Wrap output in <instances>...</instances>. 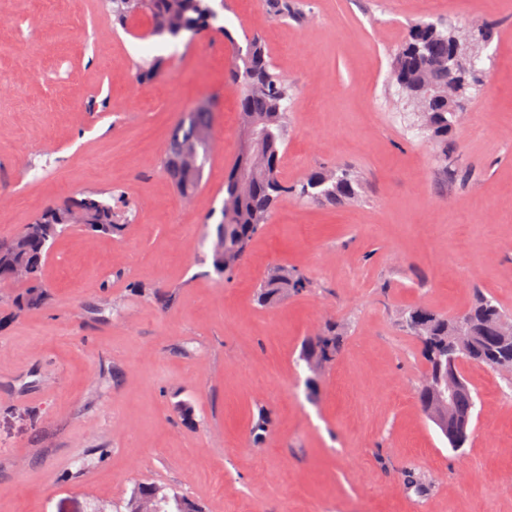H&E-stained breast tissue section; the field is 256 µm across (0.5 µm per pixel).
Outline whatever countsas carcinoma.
<instances>
[{
    "label": "carcinoma",
    "instance_id": "obj_1",
    "mask_svg": "<svg viewBox=\"0 0 512 512\" xmlns=\"http://www.w3.org/2000/svg\"><path fill=\"white\" fill-rule=\"evenodd\" d=\"M112 22L128 28L145 17L150 22L149 35L177 39L189 33L202 35L218 30L224 38L231 33L224 26H217L219 14L212 0H107ZM451 30L438 28L433 23L417 22L410 25L398 48L391 69V77L399 85L406 100L426 83L434 86L429 122L430 131L448 154V135L455 128L459 113L448 111V53ZM161 60L143 61L136 65L139 82L151 80L159 69ZM228 77L239 89L240 127L255 125L260 151L265 162L253 166L251 152L242 147L230 169L224 174V200L221 220L217 224L216 238L212 242V267L206 275H216L219 280L230 278L235 267L245 257L252 239L260 232L274 206L293 196L307 201H332L340 203L358 196V175L349 168L313 169L295 183L284 181L280 175L287 142L288 100L291 98L288 81L274 71L268 48L263 40H247L245 52L237 53ZM212 126L211 113L191 110L173 132L162 167L174 183L178 193L189 199L202 186L203 174L211 152L200 143L199 134ZM78 209L88 215V231L116 238L123 236L127 225L133 223L136 203L126 192L115 189L107 194L82 193L53 204L41 211L31 223L15 235L13 241L20 249L7 257L0 255V281H10L11 265L28 266L27 278L20 282L26 288L14 303L28 309L44 304L49 299L43 281L46 257L54 243L70 228V212ZM312 287L307 274L300 270L278 266L271 269L257 287L256 300L267 307L291 294H303ZM431 317L425 335L437 344L448 339L457 328L470 325L485 327V346L481 353L461 348L453 353L456 366L465 362L487 365L486 355L495 350L494 327L502 308L492 297L479 295L465 310L452 317L427 311ZM342 331L334 322L325 323L322 331L308 340L299 360L307 369L319 367L334 360L340 353ZM159 488L153 483H139L130 498L115 506L113 512H134L139 494ZM155 512H202L201 508L176 491H167L156 502Z\"/></svg>",
    "mask_w": 512,
    "mask_h": 512
}]
</instances>
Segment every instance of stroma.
Instances as JSON below:
<instances>
[{"mask_svg":"<svg viewBox=\"0 0 512 512\" xmlns=\"http://www.w3.org/2000/svg\"><path fill=\"white\" fill-rule=\"evenodd\" d=\"M300 3L303 22L224 0L232 41L167 44L146 23L113 25L104 0H0V238L80 192L137 204L122 239L77 227L55 243L48 304L13 317L20 288L0 282V512L108 510L142 482L206 512H512V389L464 364L479 400L452 450L422 410V345L400 324L480 293L512 314V0ZM419 20L491 29L444 160L389 78ZM253 36L293 90L284 180L346 165L360 191L284 200L220 282L201 273V241L241 145L228 70ZM155 58L138 82L136 62ZM202 99L216 149L186 200L161 160ZM277 265L312 286L259 307ZM329 320L342 350L315 376L299 355Z\"/></svg>","mask_w":512,"mask_h":512,"instance_id":"35a3bbf8","label":"stroma"}]
</instances>
